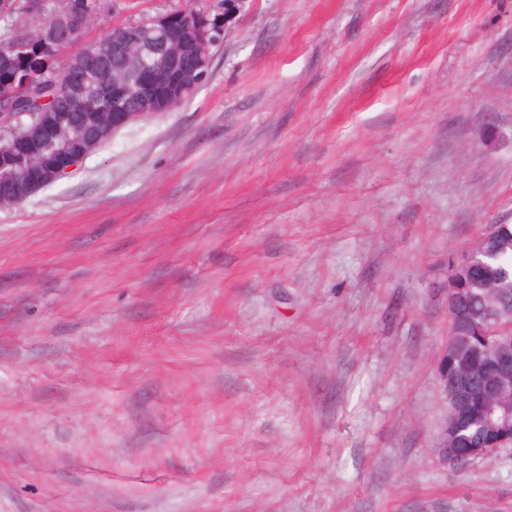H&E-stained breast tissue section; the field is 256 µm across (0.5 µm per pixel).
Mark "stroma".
<instances>
[{"instance_id": "obj_1", "label": "stroma", "mask_w": 512, "mask_h": 512, "mask_svg": "<svg viewBox=\"0 0 512 512\" xmlns=\"http://www.w3.org/2000/svg\"><path fill=\"white\" fill-rule=\"evenodd\" d=\"M489 224L512 0H243L192 99L0 207V512H512V446L436 451Z\"/></svg>"}]
</instances>
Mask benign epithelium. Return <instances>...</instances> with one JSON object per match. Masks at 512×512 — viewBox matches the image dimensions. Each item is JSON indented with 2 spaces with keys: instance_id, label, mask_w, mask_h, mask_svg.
I'll return each mask as SVG.
<instances>
[{
  "instance_id": "obj_1",
  "label": "benign epithelium",
  "mask_w": 512,
  "mask_h": 512,
  "mask_svg": "<svg viewBox=\"0 0 512 512\" xmlns=\"http://www.w3.org/2000/svg\"><path fill=\"white\" fill-rule=\"evenodd\" d=\"M240 0H225L223 11L217 14L214 31L224 37ZM112 41L103 39L91 44L93 52L82 47L67 54L64 63L70 71L98 68L93 77L112 80V129L116 130L146 115L169 112L184 103V97L196 92L207 79L211 68V47L200 34L198 24L183 9L157 14L148 19L132 21L115 28ZM139 48L130 58L131 76L110 75L99 67L104 54L116 48ZM64 102L80 113L83 127L70 122V115L59 114L55 120L36 131L24 126L14 127L19 115L0 114V130L10 127L11 137L0 144V169L13 167L18 174L11 180L0 181V206L13 205L57 181L95 149L100 138L109 134L93 114L94 100L85 95V88L67 77L60 83ZM491 235L474 239L468 249L449 262L448 313H458V323L448 330L446 352L449 366L442 377L448 397L456 399L469 383V374L461 365L465 337L471 335L472 323L463 314L466 286L478 279L477 266L485 264L491 254ZM487 320L495 325L512 328V301L488 289ZM488 385L481 395V420L489 436L482 448H469L461 441L458 420L462 410L455 406L448 413L445 428L454 435L438 444L440 455L454 466L490 451L512 444V337L495 348L484 368Z\"/></svg>"
}]
</instances>
